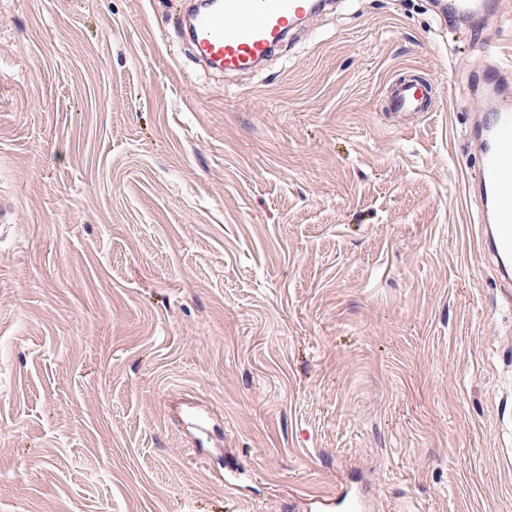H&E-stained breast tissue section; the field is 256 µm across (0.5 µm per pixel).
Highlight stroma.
I'll list each match as a JSON object with an SVG mask.
<instances>
[{"mask_svg":"<svg viewBox=\"0 0 512 512\" xmlns=\"http://www.w3.org/2000/svg\"><path fill=\"white\" fill-rule=\"evenodd\" d=\"M498 2L345 0L224 75L185 0H0V512H512V293L465 202ZM407 67L437 105L395 127ZM495 0H438L437 15L455 25L467 26L476 18L489 17V20L496 19L492 13ZM315 504L316 508L320 510L326 509H342L347 510L344 512H364L367 510L366 503L363 497L357 493H346L341 499L335 500L329 497H319L310 499Z\"/></svg>","mask_w":512,"mask_h":512,"instance_id":"35a3bbf8","label":"stroma"}]
</instances>
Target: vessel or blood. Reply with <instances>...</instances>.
Here are the masks:
<instances>
[{
    "instance_id": "obj_1",
    "label": "vessel or blood",
    "mask_w": 512,
    "mask_h": 512,
    "mask_svg": "<svg viewBox=\"0 0 512 512\" xmlns=\"http://www.w3.org/2000/svg\"><path fill=\"white\" fill-rule=\"evenodd\" d=\"M495 0H438L437 14L456 25L491 15ZM328 0H215L212 7L192 9L187 36L196 55L209 67L231 74L253 69L292 39L303 20L325 9ZM481 112L474 128L480 138L475 154L477 179L466 192L478 200L475 222L482 246L495 261L503 284L512 283V84L490 69L479 78ZM432 84L418 69L406 68L386 88L394 118L426 112ZM319 512H365L357 493L341 499L319 497Z\"/></svg>"
}]
</instances>
